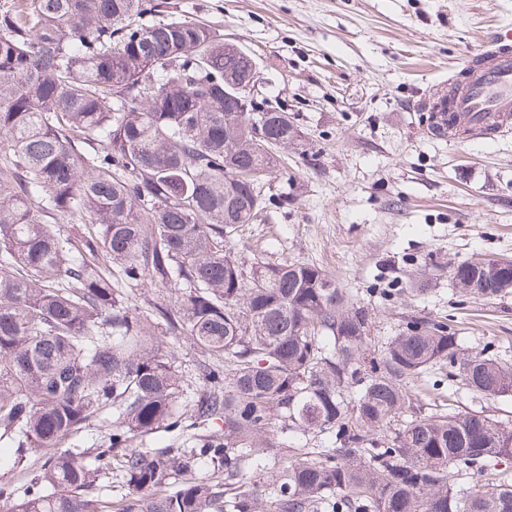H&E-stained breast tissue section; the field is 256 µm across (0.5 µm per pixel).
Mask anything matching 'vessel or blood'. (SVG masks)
<instances>
[{
	"label": "vessel or blood",
	"mask_w": 512,
	"mask_h": 512,
	"mask_svg": "<svg viewBox=\"0 0 512 512\" xmlns=\"http://www.w3.org/2000/svg\"><path fill=\"white\" fill-rule=\"evenodd\" d=\"M468 78L448 111L484 128L512 116V35L499 32L467 65Z\"/></svg>",
	"instance_id": "1"
}]
</instances>
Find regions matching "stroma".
I'll list each match as a JSON object with an SVG mask.
<instances>
[{"label": "stroma", "instance_id": "1", "mask_svg": "<svg viewBox=\"0 0 512 512\" xmlns=\"http://www.w3.org/2000/svg\"><path fill=\"white\" fill-rule=\"evenodd\" d=\"M164 2L249 51L266 77L258 99L299 136L260 221L238 230L242 260L322 270L368 309L373 340L451 314L463 351L489 344L512 361V293L466 302L450 275L475 257L512 259V128L438 137L427 111L486 37L512 27V0ZM382 288L409 295L386 301ZM163 347L195 397L206 353L172 336ZM410 389L426 414L453 400L512 422V397L453 395L428 377Z\"/></svg>", "mask_w": 512, "mask_h": 512}]
</instances>
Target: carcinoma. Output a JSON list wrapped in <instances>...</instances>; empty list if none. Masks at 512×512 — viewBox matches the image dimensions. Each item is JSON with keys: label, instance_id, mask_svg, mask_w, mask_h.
<instances>
[{"label": "carcinoma", "instance_id": "cac0c4a2", "mask_svg": "<svg viewBox=\"0 0 512 512\" xmlns=\"http://www.w3.org/2000/svg\"><path fill=\"white\" fill-rule=\"evenodd\" d=\"M245 56L149 0H21L0 11V447L10 512H512V484L466 474L512 463V424L482 411L407 417L410 381L435 367L488 399L512 365L464 353L443 320L412 318L366 359L367 308L320 269L239 261L233 236L266 209L288 113L238 111L224 74ZM92 230L62 237L52 216ZM166 290L150 313L126 287ZM213 360L181 402L156 334ZM104 448L59 450L106 409ZM148 448L156 434L214 421ZM334 448H293L288 435ZM288 449L268 473L263 460ZM224 480L193 478L202 463ZM116 467L126 492L93 495Z\"/></svg>", "mask_w": 512, "mask_h": 512}]
</instances>
